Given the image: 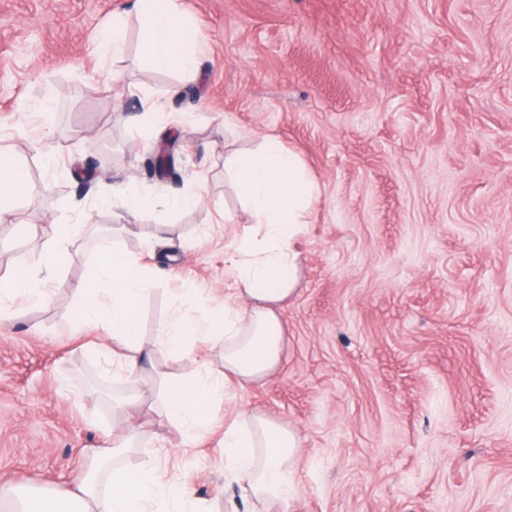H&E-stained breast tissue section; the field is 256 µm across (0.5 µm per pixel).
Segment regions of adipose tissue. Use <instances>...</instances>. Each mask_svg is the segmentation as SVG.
Here are the masks:
<instances>
[{
  "mask_svg": "<svg viewBox=\"0 0 512 512\" xmlns=\"http://www.w3.org/2000/svg\"><path fill=\"white\" fill-rule=\"evenodd\" d=\"M139 10V41L148 63L167 72L191 73L203 46V32L190 22L178 23L172 10L157 0H136ZM224 168L233 177L234 187L252 223L261 228L260 240L232 244L224 251V268L232 272L237 286L224 298L219 317L200 324L202 336L224 342V369L213 372L201 367L197 378L170 383L162 405L169 420L178 422L186 435L206 424L204 402L224 389L225 380L254 383L277 368L283 345V330L277 313L297 282L298 254L294 248L302 225L311 223L313 206L319 195L299 159L286 151L276 137L264 136L260 146L247 153L225 156ZM29 186L25 166L12 153L0 150V221L13 214L16 201ZM193 195L175 188L165 189L146 199L133 184L112 191L111 204L136 214L156 205L168 210L186 207ZM69 232L58 228L48 243L41 266L17 258L9 278L0 282V291L23 295L40 303L43 288L65 258ZM95 280L110 287L112 301L106 306L88 304L93 282L76 285L80 302L74 312L79 323H106L118 351L114 358L120 368L136 375L145 356L137 345L140 330L139 301L151 279L130 253L101 241ZM297 434L271 420L252 417L247 424L236 423L224 432V455L241 483L244 495L273 499L289 506L296 488L292 461L298 453ZM171 500L182 499L183 488L162 487L156 469L146 467L133 474L113 477L112 487L102 503L103 512H152L158 491ZM90 491L76 492L60 486L26 504L23 512H94Z\"/></svg>",
  "mask_w": 512,
  "mask_h": 512,
  "instance_id": "adipose-tissue-1",
  "label": "adipose tissue"
}]
</instances>
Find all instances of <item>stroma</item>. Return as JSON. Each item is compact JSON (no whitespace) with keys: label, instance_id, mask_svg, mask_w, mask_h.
I'll use <instances>...</instances> for the list:
<instances>
[{"label":"stroma","instance_id":"35a3bbf8","mask_svg":"<svg viewBox=\"0 0 512 512\" xmlns=\"http://www.w3.org/2000/svg\"><path fill=\"white\" fill-rule=\"evenodd\" d=\"M129 2L0 0V148L30 180L0 222V278L20 256L40 265L53 225L72 240L44 302H0V512L82 488L108 444L99 494L150 465L188 494L156 512H256L224 467L244 414L299 436L290 512H512V0H173L206 37L187 77L147 64ZM147 101L163 122L142 120ZM265 135L320 187L281 362L227 383L188 439L160 413L161 381L223 368L194 327L224 302L225 246L257 234L224 150ZM201 176L196 207L147 209L132 233L99 204L123 180L152 198ZM102 234L154 272L151 362L132 379L100 351L105 323L69 319ZM174 318L181 354L162 343Z\"/></svg>","mask_w":512,"mask_h":512}]
</instances>
